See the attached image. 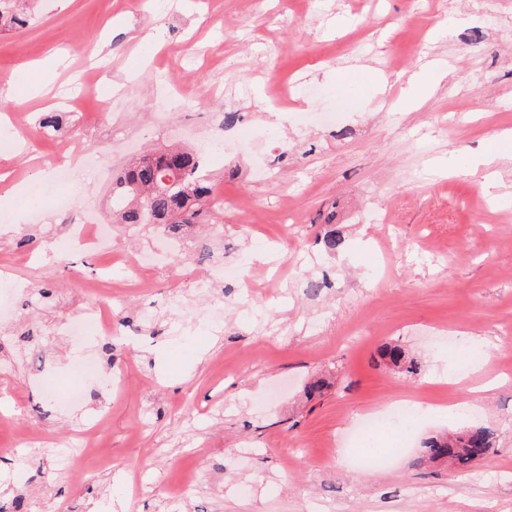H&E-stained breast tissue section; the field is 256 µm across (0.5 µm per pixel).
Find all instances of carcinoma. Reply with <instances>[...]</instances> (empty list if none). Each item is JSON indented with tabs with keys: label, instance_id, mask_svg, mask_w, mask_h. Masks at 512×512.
<instances>
[{
	"label": "carcinoma",
	"instance_id": "1",
	"mask_svg": "<svg viewBox=\"0 0 512 512\" xmlns=\"http://www.w3.org/2000/svg\"><path fill=\"white\" fill-rule=\"evenodd\" d=\"M19 0H0V19L24 24L25 14L16 10ZM205 161L197 152L172 148L139 157L127 165L113 186V212L121 224H154L163 230L189 224H208L218 214L215 188L203 178ZM381 358L409 374L420 370L398 344L386 345ZM496 441L495 430L471 426L461 433L429 437L422 441L416 465L446 458L463 469L489 452Z\"/></svg>",
	"mask_w": 512,
	"mask_h": 512
}]
</instances>
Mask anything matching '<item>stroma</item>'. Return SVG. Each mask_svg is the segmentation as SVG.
Returning a JSON list of instances; mask_svg holds the SVG:
<instances>
[{
    "mask_svg": "<svg viewBox=\"0 0 512 512\" xmlns=\"http://www.w3.org/2000/svg\"><path fill=\"white\" fill-rule=\"evenodd\" d=\"M62 51L34 91L30 63ZM432 60L447 80L406 108ZM357 66L384 86L345 112L336 72ZM4 81L22 127L0 147V507L512 512V159L493 162L491 193L448 172L512 129V0H34L26 26L0 29ZM65 89L73 104H56ZM74 138L79 195L42 166ZM218 142L216 222L174 251L113 223L112 179L132 158ZM75 213L111 249L65 248ZM330 226L344 239L332 255ZM110 251L151 258L117 298L85 286ZM107 307L111 335L77 348L68 327ZM388 344L419 373L383 360ZM461 349L476 353L464 372ZM401 399L438 408L403 423L414 441L483 424L496 444L467 470L420 469L383 428L370 448L389 463L353 462L340 443L356 419ZM93 425L101 457L83 451ZM66 453L80 466L62 468Z\"/></svg>",
    "mask_w": 512,
    "mask_h": 512,
    "instance_id": "35a3bbf8",
    "label": "stroma"
}]
</instances>
